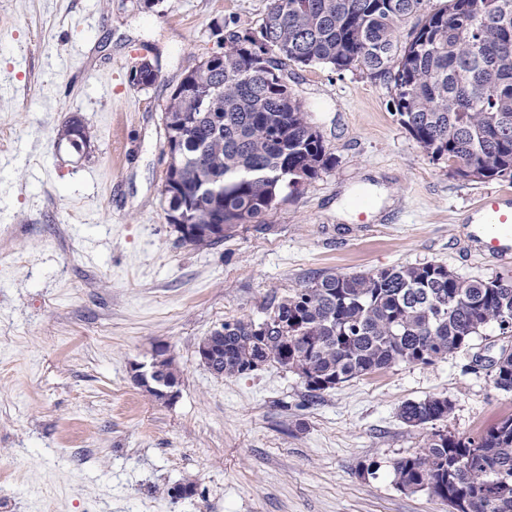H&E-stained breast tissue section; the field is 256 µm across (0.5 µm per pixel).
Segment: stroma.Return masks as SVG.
Here are the masks:
<instances>
[{
    "label": "stroma",
    "instance_id": "obj_1",
    "mask_svg": "<svg viewBox=\"0 0 512 512\" xmlns=\"http://www.w3.org/2000/svg\"><path fill=\"white\" fill-rule=\"evenodd\" d=\"M269 3L0 0V512H448L393 481L427 435L401 405L448 397L437 427L460 438L512 415L492 370L512 332L494 324L447 359L314 397L272 362L239 377L198 363L204 336L264 320L322 273L432 262L512 278L466 223L512 180L458 178L401 125L392 82L326 66L287 82L332 168L217 246L178 240L160 108L217 51L218 27H258ZM143 58L160 77L140 90L128 75ZM75 113L90 134L80 153L59 138ZM159 343L180 370L170 404L131 373ZM178 484L195 495L172 498Z\"/></svg>",
    "mask_w": 512,
    "mask_h": 512
}]
</instances>
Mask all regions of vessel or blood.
Segmentation results:
<instances>
[{
	"instance_id": "vessel-or-blood-1",
	"label": "vessel or blood",
	"mask_w": 512,
	"mask_h": 512,
	"mask_svg": "<svg viewBox=\"0 0 512 512\" xmlns=\"http://www.w3.org/2000/svg\"><path fill=\"white\" fill-rule=\"evenodd\" d=\"M482 222L473 234L476 245L500 264L512 263V192L490 191L482 195L471 209Z\"/></svg>"
}]
</instances>
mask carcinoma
<instances>
[{"label":"carcinoma","instance_id":"obj_1","mask_svg":"<svg viewBox=\"0 0 512 512\" xmlns=\"http://www.w3.org/2000/svg\"><path fill=\"white\" fill-rule=\"evenodd\" d=\"M255 34L280 51L272 71L252 47ZM221 47L161 107L165 139L176 145L164 180L170 224L209 217L228 233L259 223L289 189L333 166L304 105L278 80L290 66L389 79L400 123L432 160H447L463 180L512 179V0H270L257 28H225ZM159 76L143 61L129 82L145 89ZM61 136L76 151L89 140L79 116ZM491 323L512 332L511 279H466L431 262L324 273L263 321L224 323L218 363L235 377L273 362L312 393L398 362L431 365ZM493 372L512 392L511 351ZM451 410L434 396L404 403L400 417L434 426ZM392 474L401 490H426L450 512H512V416L476 440L434 430Z\"/></svg>","mask_w":512,"mask_h":512}]
</instances>
